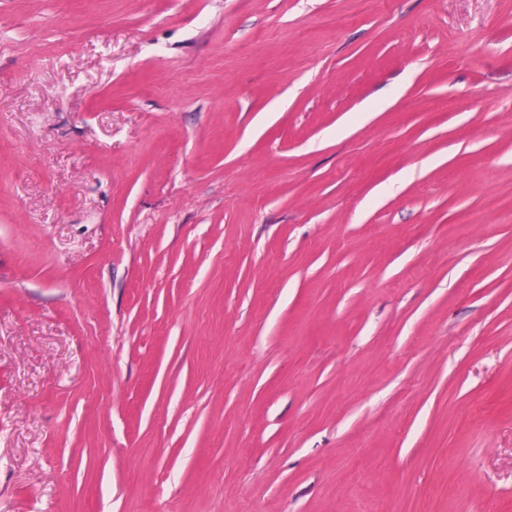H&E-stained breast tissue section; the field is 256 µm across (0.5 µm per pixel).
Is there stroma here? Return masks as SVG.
<instances>
[{"label": "stroma", "instance_id": "stroma-1", "mask_svg": "<svg viewBox=\"0 0 512 512\" xmlns=\"http://www.w3.org/2000/svg\"><path fill=\"white\" fill-rule=\"evenodd\" d=\"M0 512H512V0H0Z\"/></svg>", "mask_w": 512, "mask_h": 512}]
</instances>
